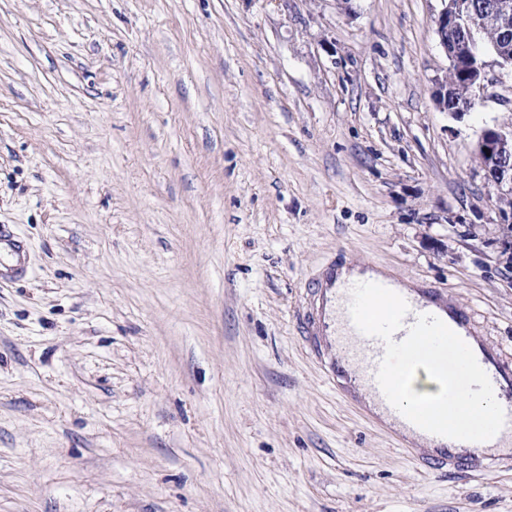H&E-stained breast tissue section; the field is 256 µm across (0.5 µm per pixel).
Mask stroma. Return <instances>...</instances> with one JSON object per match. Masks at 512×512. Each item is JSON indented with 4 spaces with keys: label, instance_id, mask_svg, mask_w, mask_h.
Masks as SVG:
<instances>
[{
    "label": "stroma",
    "instance_id": "1",
    "mask_svg": "<svg viewBox=\"0 0 512 512\" xmlns=\"http://www.w3.org/2000/svg\"><path fill=\"white\" fill-rule=\"evenodd\" d=\"M441 0H0V512H512L307 347L330 261L451 295L512 365V261Z\"/></svg>",
    "mask_w": 512,
    "mask_h": 512
}]
</instances>
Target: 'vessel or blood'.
<instances>
[{
	"instance_id": "b4317fda",
	"label": "vessel or blood",
	"mask_w": 512,
	"mask_h": 512,
	"mask_svg": "<svg viewBox=\"0 0 512 512\" xmlns=\"http://www.w3.org/2000/svg\"><path fill=\"white\" fill-rule=\"evenodd\" d=\"M353 280L342 278L339 267L329 264L318 273L310 285V294L315 307L306 319L305 336L308 347L322 364L326 375L346 396H353L350 385L351 373L345 359L329 356L322 338L324 335L343 329L347 340L353 342L364 361L362 381L370 396L380 405L386 407L389 417L400 420L407 433L419 434L418 426L409 420L401 419L399 412L389 407L376 378L377 370L385 352L382 340L360 332L350 315L351 290ZM409 312L403 320V326L393 336L394 341H402L417 317L430 314L441 319L451 330L457 333L473 350L480 366L487 373L493 386L497 401L505 412L507 431L512 432V366L504 364L496 350L479 340L468 315L460 311L454 303L440 301L435 290L419 288L405 294ZM486 445L482 442L447 439L433 448L424 460L425 466L432 469L456 467L460 452H468L472 461H480Z\"/></svg>"
}]
</instances>
